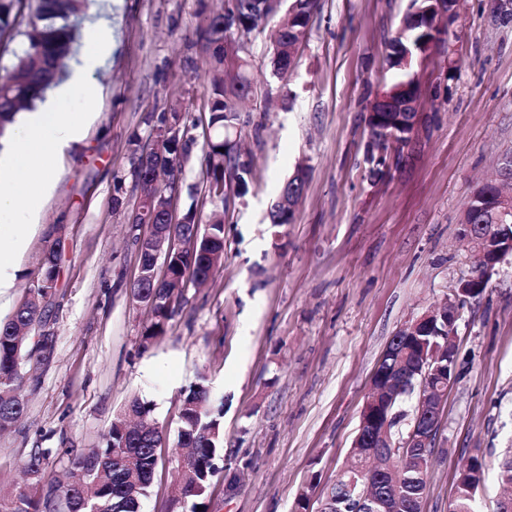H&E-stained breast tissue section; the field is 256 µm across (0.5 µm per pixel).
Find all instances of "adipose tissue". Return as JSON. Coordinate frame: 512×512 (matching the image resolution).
I'll return each instance as SVG.
<instances>
[{"mask_svg":"<svg viewBox=\"0 0 512 512\" xmlns=\"http://www.w3.org/2000/svg\"><path fill=\"white\" fill-rule=\"evenodd\" d=\"M94 36V47L83 53L68 79L55 88L52 100L25 115L15 132L12 150L0 155V214L33 220L53 184L43 182L40 191H33L28 183L31 167L82 139L89 115L74 117L57 111L55 104L84 88L89 77L103 67L112 47V29L106 20L97 22Z\"/></svg>","mask_w":512,"mask_h":512,"instance_id":"ef3b65f1","label":"adipose tissue"}]
</instances>
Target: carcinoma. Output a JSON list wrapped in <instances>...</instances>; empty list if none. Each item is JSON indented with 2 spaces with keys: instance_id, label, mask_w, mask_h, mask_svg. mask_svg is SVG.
<instances>
[{
  "instance_id": "1",
  "label": "carcinoma",
  "mask_w": 512,
  "mask_h": 512,
  "mask_svg": "<svg viewBox=\"0 0 512 512\" xmlns=\"http://www.w3.org/2000/svg\"><path fill=\"white\" fill-rule=\"evenodd\" d=\"M22 0H0V37L14 29L15 6ZM34 3L30 29L24 33V47L14 54L10 66L0 75V138L14 122L20 108L32 109L47 90L61 79L77 38L75 19L88 0H27ZM291 4L309 25L319 9V0H280L266 5V14L281 12ZM254 0H224V12L213 14L206 23L203 39L212 67L227 81H215L207 88L210 123L217 133L204 145L207 161L206 186L218 206L208 223L198 218L194 206L183 214L184 223L176 227L179 247L169 256L166 276L151 275L153 255L150 246H140V263L145 277L134 285L141 302L150 306L153 321L145 332L152 341L166 332V325L183 297L186 273L192 281L202 284L211 279L224 258V205L228 191L241 196L247 192L250 163L240 159L232 144L230 132L240 122L239 100L248 96L250 81L246 62L239 56L240 44L251 41L258 23L253 11ZM422 23L414 26L406 40L389 54L393 70L391 85L409 83L412 71L401 66L406 53L417 55V46L428 39ZM272 63L288 73L293 61L288 58V34L275 37L271 46ZM185 114L177 110L153 125L146 142L130 141L136 159L133 171L134 190L143 192L161 204L175 190L177 178L164 183L154 173L155 157L163 155L162 170L175 173L180 157L186 151ZM40 275L57 280V252L50 247ZM42 289L34 286L32 296L19 305L5 321H0V433L10 430L23 416L25 404L21 396L23 377L21 365L31 357L25 352L26 330L43 323ZM125 411L132 412L139 422L120 427L124 419L112 423L103 437V446L72 462L70 482L58 497L19 493L0 495V512H140L142 499L153 484L158 463L161 431L150 424L152 405L140 398L132 399ZM223 413L210 408L208 389L202 384L190 387L181 399L177 447L186 448L188 458L179 485L182 512H207V491L212 477L219 472L223 458ZM423 448H405L400 454L388 453L391 472L379 484L386 499L387 512H420L426 491L429 469ZM46 453L34 452L23 469L37 486L44 476ZM488 464L477 453L463 459L456 475L454 512H480L477 494L486 483ZM496 479L501 486H512V450L503 454L496 464ZM347 476L340 473L324 491L325 512H347L351 508L346 491Z\"/></svg>"
}]
</instances>
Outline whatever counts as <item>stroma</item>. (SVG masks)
I'll use <instances>...</instances> for the list:
<instances>
[{"label": "stroma", "instance_id": "stroma-1", "mask_svg": "<svg viewBox=\"0 0 512 512\" xmlns=\"http://www.w3.org/2000/svg\"><path fill=\"white\" fill-rule=\"evenodd\" d=\"M224 0H120L115 44L63 112L92 111L84 140L53 161L54 188L26 238L0 302L7 320L27 296L48 248L58 279L47 297L53 341L22 366L25 412L0 434V490L25 487L23 462L47 454L44 491L65 481L75 454L100 447L130 399L153 405L166 446L141 512H182L178 413L200 383L223 410L224 471L209 512H294L308 492L318 512L324 486L346 466L371 377L391 337L444 301L476 257L459 238L464 207L512 151V20L491 0H461L431 57L416 64L421 95L413 139L375 177L366 160L367 114L392 73L387 45L409 0H321L287 80L272 74L263 22L241 53L251 92L238 139L252 174L224 214V262L203 286L188 285L154 343L132 286L138 248L126 215L136 200L133 136L163 114L187 115L188 151L177 210L213 208L205 194L204 142L214 129L201 46L204 18ZM308 179L293 223L269 212L298 165ZM123 194L114 191L115 178ZM453 343L461 378L448 391L427 474L423 512H448L462 457L487 462L512 448V256L468 299Z\"/></svg>", "mask_w": 512, "mask_h": 512}]
</instances>
